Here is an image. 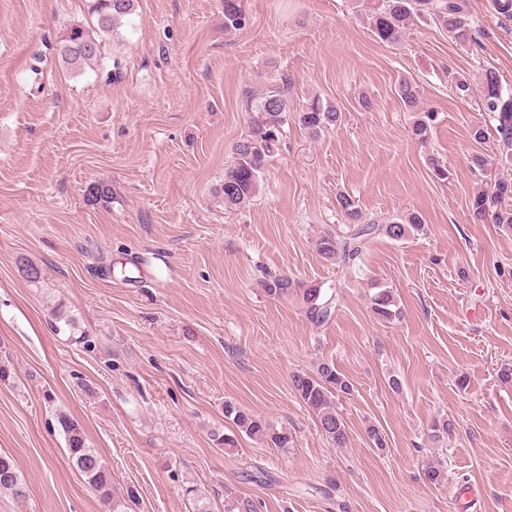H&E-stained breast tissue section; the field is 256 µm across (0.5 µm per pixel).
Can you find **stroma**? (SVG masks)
<instances>
[{
	"label": "stroma",
	"mask_w": 512,
	"mask_h": 512,
	"mask_svg": "<svg viewBox=\"0 0 512 512\" xmlns=\"http://www.w3.org/2000/svg\"><path fill=\"white\" fill-rule=\"evenodd\" d=\"M241 4L245 25L228 32L224 0H135L98 62L72 73L57 46L70 27H95L92 0H0V454L29 487L21 502L0 493V512H104L67 460L62 412L115 490L133 493L129 512H194L190 486L210 512L243 498L258 512H455L466 484L477 512H512V382L499 378L512 366V227L468 209L482 184L512 177V160L492 114L448 83L492 70L512 89V20L471 0L473 47L430 21L390 46L360 0ZM404 77L437 114L424 145L396 93ZM281 90L290 112L262 188L227 208L233 148ZM315 99L344 120L313 137L298 116ZM477 153L493 160L482 175ZM98 181L111 203L88 202ZM341 193L381 223L419 213L424 230L373 238L351 268L326 262L315 243L343 224ZM280 275L332 288L328 323L297 295L268 296L262 281ZM378 287L397 300L394 322L370 310ZM59 305L73 325L56 321ZM323 360L354 385L336 402L341 448L292 387ZM228 401L288 432V447L242 435L218 448ZM443 417L454 428L438 440L430 425ZM430 463L445 474L435 486Z\"/></svg>",
	"instance_id": "35a3bbf8"
}]
</instances>
